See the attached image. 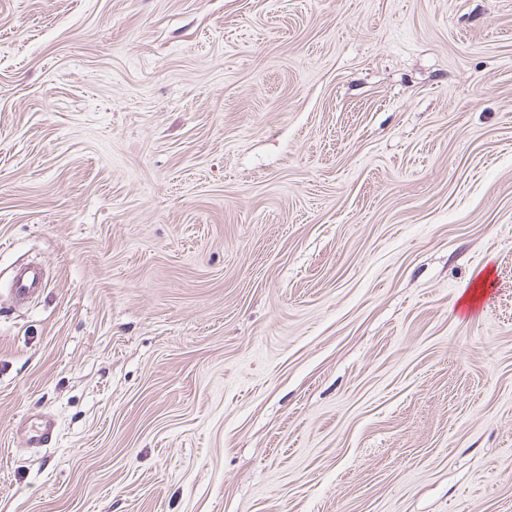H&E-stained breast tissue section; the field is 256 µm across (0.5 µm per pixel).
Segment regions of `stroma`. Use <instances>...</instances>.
I'll return each mask as SVG.
<instances>
[{
	"mask_svg": "<svg viewBox=\"0 0 512 512\" xmlns=\"http://www.w3.org/2000/svg\"><path fill=\"white\" fill-rule=\"evenodd\" d=\"M0 512H512V0H0ZM43 271L37 265L27 264L16 272L11 286L14 299L25 303L44 288Z\"/></svg>",
	"mask_w": 512,
	"mask_h": 512,
	"instance_id": "obj_1",
	"label": "stroma"
}]
</instances>
